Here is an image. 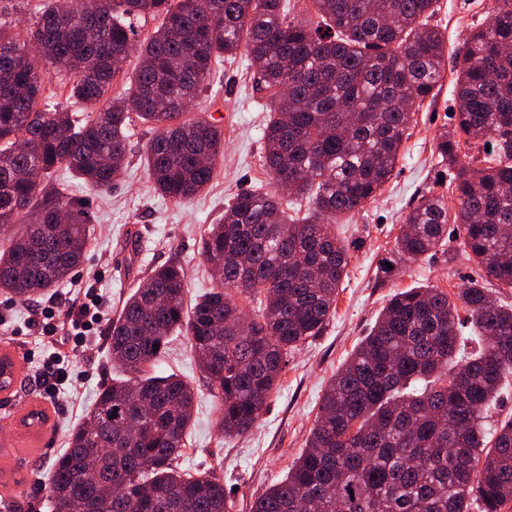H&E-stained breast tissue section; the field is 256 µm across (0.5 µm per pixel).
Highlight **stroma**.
<instances>
[{"label": "stroma", "instance_id": "obj_1", "mask_svg": "<svg viewBox=\"0 0 512 512\" xmlns=\"http://www.w3.org/2000/svg\"><path fill=\"white\" fill-rule=\"evenodd\" d=\"M494 0H440L433 19L448 40V63L434 102L416 108L409 137L388 183L373 203L353 218L336 224V235L350 248L348 275L336 298V312L320 336L308 340L288 357L267 412L244 437L224 440L219 413L202 381L197 357L185 334H176L158 372L176 373L196 391L193 422L178 461L190 473L215 472L232 491V512H248L251 499L283 478L305 449L320 399L334 373L396 292L436 286L455 295L472 275L465 256L422 257L397 261L394 245L403 219L419 194L447 177L438 165L434 141L456 124L452 112L459 51L468 34L486 24ZM253 66L245 54L224 60L213 84L201 96L191 117L213 116L224 129V154L216 164L211 186L188 204H177L154 193L144 165V151L155 130L135 123L129 132L127 162L111 191L99 193L66 170H58L51 186L65 195L86 200L91 238L83 264L40 303L12 301L0 295V347L19 352L18 369L8 389L0 390V500L5 512H51L44 486L72 427L83 421L100 388L114 375L106 333L86 337L71 353L68 377L56 394H48L39 373L49 351L29 329L36 305L63 307L67 297L92 289L103 303L105 318L117 315L132 288L151 269L171 262L183 266L189 299H196L214 282L202 256L201 236L217 223L224 206L238 192L268 188L263 162L266 112L252 82ZM26 415L41 410L46 421L28 428L11 421L8 412Z\"/></svg>", "mask_w": 512, "mask_h": 512}]
</instances>
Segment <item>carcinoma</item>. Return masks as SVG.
<instances>
[{"mask_svg": "<svg viewBox=\"0 0 512 512\" xmlns=\"http://www.w3.org/2000/svg\"><path fill=\"white\" fill-rule=\"evenodd\" d=\"M47 0L26 33L0 15V230L30 220L0 251V293L48 294L84 261L89 215L29 175L64 167L108 190L135 121L158 133L144 154L156 192L179 204L211 183L223 128L184 120L224 55L259 61L267 98L264 166L306 200L290 215L274 192L243 191L204 230L215 286L186 307L181 265L152 271L108 328L113 368L46 486L54 512H229L224 478L177 468L195 388L157 375L172 334L191 341L220 429L249 433L268 409L288 354L318 336L336 310L349 248L332 226L373 202L391 179L412 108L436 96L448 42L430 21L439 0ZM156 21L145 41L138 20ZM55 65L69 97L58 109L29 51ZM137 52L133 76L115 89ZM457 124L435 150L454 171L458 202L430 188L406 214L396 250L406 261L459 247L477 263L451 299L432 287L394 294L321 398L306 449L250 512H502L512 501V416L490 422L512 376V307L485 283L512 288V0H495L465 44L455 85ZM490 146L483 167L462 143ZM478 350L466 353V341Z\"/></svg>", "mask_w": 512, "mask_h": 512, "instance_id": "obj_1", "label": "carcinoma"}]
</instances>
